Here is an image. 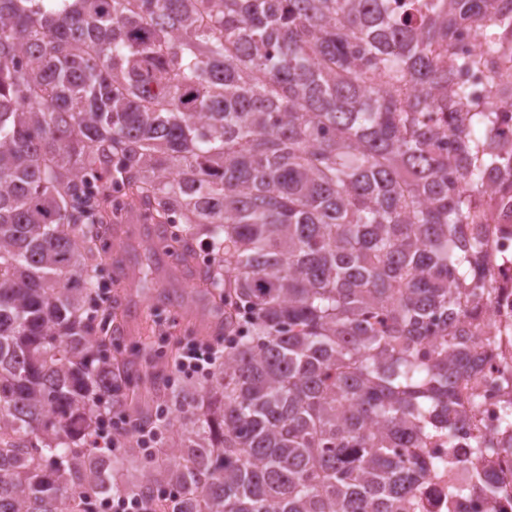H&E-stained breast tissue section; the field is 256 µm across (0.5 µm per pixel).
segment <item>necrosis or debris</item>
<instances>
[{"label":"necrosis or debris","instance_id":"obj_1","mask_svg":"<svg viewBox=\"0 0 512 512\" xmlns=\"http://www.w3.org/2000/svg\"><path fill=\"white\" fill-rule=\"evenodd\" d=\"M488 222L484 226V252L495 291L489 303L465 325L473 339L472 348L485 360L482 371L466 380L474 402L466 410V422L454 438L433 437L425 451L437 468L426 476L420 491L418 512H512V450L492 456L497 495L494 502L473 495L459 504L448 505V483L470 482L473 474L471 446L476 437L500 439L502 406L512 398V389L502 383L512 376V187L489 181L484 194Z\"/></svg>","mask_w":512,"mask_h":512}]
</instances>
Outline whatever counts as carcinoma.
I'll return each instance as SVG.
<instances>
[{
    "instance_id": "carcinoma-1",
    "label": "carcinoma",
    "mask_w": 512,
    "mask_h": 512,
    "mask_svg": "<svg viewBox=\"0 0 512 512\" xmlns=\"http://www.w3.org/2000/svg\"><path fill=\"white\" fill-rule=\"evenodd\" d=\"M506 40L512 0H0V512L112 491L142 512H413L420 449L453 437L481 365L462 321L493 291L482 181L512 182L497 103L463 109L452 75L484 67L501 94ZM116 187L163 229L153 251L220 289L203 392L114 366L112 312L89 314ZM146 382L182 413L167 441L93 447ZM494 451L448 497L493 499Z\"/></svg>"
}]
</instances>
